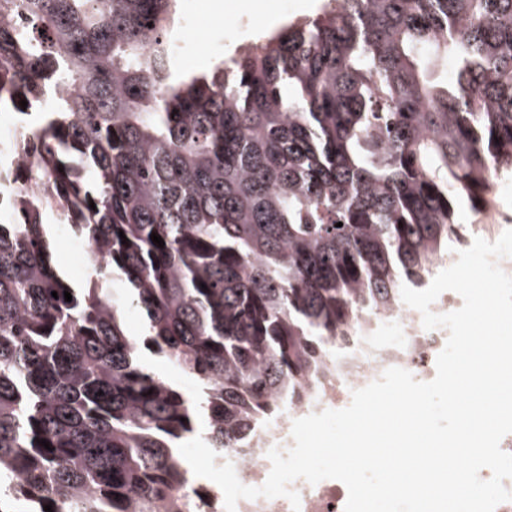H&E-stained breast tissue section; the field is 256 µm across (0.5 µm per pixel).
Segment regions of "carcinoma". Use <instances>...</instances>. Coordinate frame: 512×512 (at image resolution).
<instances>
[{"instance_id": "cac0c4a2", "label": "carcinoma", "mask_w": 512, "mask_h": 512, "mask_svg": "<svg viewBox=\"0 0 512 512\" xmlns=\"http://www.w3.org/2000/svg\"><path fill=\"white\" fill-rule=\"evenodd\" d=\"M178 2L0 0V103L40 124L28 210L0 221V512H198L179 442L202 422L253 447L358 314L462 248L458 199L512 172V0H324L177 77ZM48 210L106 272L71 282ZM145 363L151 371L178 386L187 395L196 394V386L193 380L173 364L162 358L151 356L148 353L145 357Z\"/></svg>"}]
</instances>
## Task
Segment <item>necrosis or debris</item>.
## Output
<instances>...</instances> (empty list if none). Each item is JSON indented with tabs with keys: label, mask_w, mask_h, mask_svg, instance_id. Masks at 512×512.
Here are the masks:
<instances>
[{
	"label": "necrosis or debris",
	"mask_w": 512,
	"mask_h": 512,
	"mask_svg": "<svg viewBox=\"0 0 512 512\" xmlns=\"http://www.w3.org/2000/svg\"><path fill=\"white\" fill-rule=\"evenodd\" d=\"M16 137L13 131L0 134V189L8 194L21 191V175L36 160L32 149L16 147ZM359 321L355 338L337 349L332 382L310 381L299 398L277 401L254 424L259 447L219 453L218 462H232L243 484L258 487L265 483L271 470L267 453L274 447L285 452L293 446L295 419L346 408L353 390L378 380L391 367L403 368L422 382L434 378L437 356L448 338L446 329L425 330L421 313L403 304L376 315H362ZM290 488L300 497L299 507H292L284 497L243 499L236 512H344L348 490L341 481L326 479L312 485L298 479Z\"/></svg>",
	"instance_id": "necrosis-or-debris-1"
}]
</instances>
